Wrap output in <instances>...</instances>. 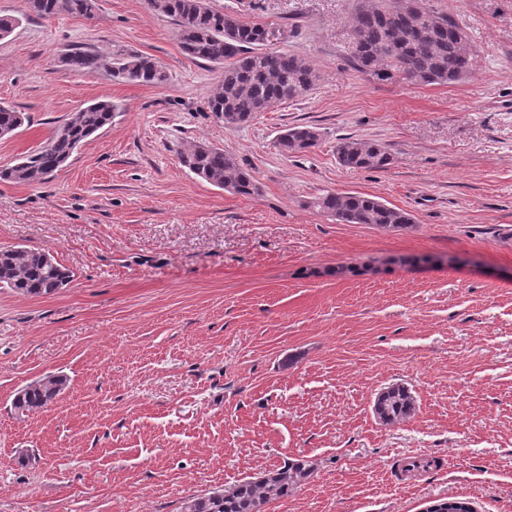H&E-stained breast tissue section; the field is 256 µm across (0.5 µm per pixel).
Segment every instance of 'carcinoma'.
Here are the masks:
<instances>
[{"label": "carcinoma", "instance_id": "cac0c4a2", "mask_svg": "<svg viewBox=\"0 0 512 512\" xmlns=\"http://www.w3.org/2000/svg\"><path fill=\"white\" fill-rule=\"evenodd\" d=\"M26 16L53 17L61 13L90 18L96 0H22ZM411 9L398 0H357L352 14L351 60L360 71L379 80L402 78L419 85H444L465 79L473 61L468 33L448 17L416 0ZM153 11L176 25L183 53L221 69L208 109L227 128L248 123L256 113L277 102L294 100L308 92L317 74L305 61L285 50L266 48L263 27L244 24L232 13L218 11L207 0H149ZM66 64L78 73L103 66L100 55L74 51ZM112 76L126 82L156 86L168 81L161 65L149 55L119 60ZM116 105L100 100L68 115L39 148L0 170V180L35 183L49 179L63 167L83 142L112 124ZM28 122L24 112L0 104V131L13 133ZM319 134L310 126L284 130L275 147L288 156L311 150ZM336 154L341 165L385 170L393 164L388 148L377 142L350 137L340 139ZM181 164L207 183L226 191L250 196L257 190L251 172L223 149L198 142L181 153ZM325 216L342 224H368L385 232L403 231L413 224L406 211L373 196L327 192L310 202ZM70 271L49 254L25 246L0 247V288L24 296H48L65 287ZM68 379L48 374L19 390L12 400L14 414L25 417L42 410L64 392ZM415 399L403 384L384 388L375 398L373 411L384 424L411 416ZM313 471L303 459L261 472L228 490L215 489L191 495L181 502L180 512H265L271 501L285 497L305 482Z\"/></svg>", "mask_w": 512, "mask_h": 512}]
</instances>
